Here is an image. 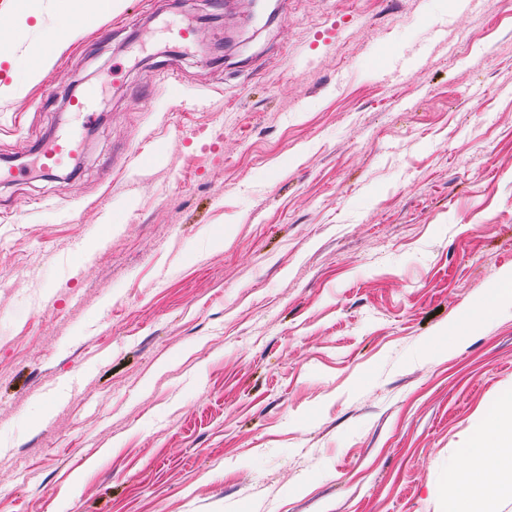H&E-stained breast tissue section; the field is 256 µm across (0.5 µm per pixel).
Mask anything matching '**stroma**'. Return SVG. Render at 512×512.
I'll use <instances>...</instances> for the list:
<instances>
[{"mask_svg": "<svg viewBox=\"0 0 512 512\" xmlns=\"http://www.w3.org/2000/svg\"><path fill=\"white\" fill-rule=\"evenodd\" d=\"M11 3L0 84L69 25ZM1 163L0 512H445L512 391V302L461 318L512 272V0H124L0 97ZM32 16L31 13L17 11L12 17L6 21L0 18V39H15L28 28V20ZM82 140L76 133L58 136L38 147V165L43 173L50 174L57 170L68 158L79 153Z\"/></svg>", "mask_w": 512, "mask_h": 512, "instance_id": "obj_1", "label": "stroma"}]
</instances>
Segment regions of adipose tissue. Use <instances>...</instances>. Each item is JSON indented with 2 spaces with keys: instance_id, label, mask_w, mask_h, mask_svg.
<instances>
[{
  "instance_id": "obj_1",
  "label": "adipose tissue",
  "mask_w": 512,
  "mask_h": 512,
  "mask_svg": "<svg viewBox=\"0 0 512 512\" xmlns=\"http://www.w3.org/2000/svg\"><path fill=\"white\" fill-rule=\"evenodd\" d=\"M494 481H486V474ZM512 492V393L495 404L489 425L474 433L470 446L461 454L443 490L448 512H458L466 503L471 512H491L493 502L503 491Z\"/></svg>"
}]
</instances>
